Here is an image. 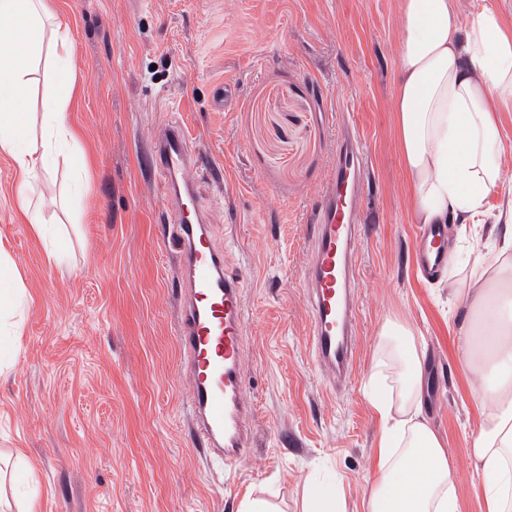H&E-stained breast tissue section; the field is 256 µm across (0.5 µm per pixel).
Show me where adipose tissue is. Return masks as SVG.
Returning <instances> with one entry per match:
<instances>
[{
    "label": "adipose tissue",
    "mask_w": 512,
    "mask_h": 512,
    "mask_svg": "<svg viewBox=\"0 0 512 512\" xmlns=\"http://www.w3.org/2000/svg\"><path fill=\"white\" fill-rule=\"evenodd\" d=\"M401 21L394 112L413 221L475 223L507 183L502 158L512 142L499 114L512 107V32L489 7L459 27L453 0H401ZM48 39L56 90L36 121L30 74ZM75 71L68 30L49 0H0V152L16 164L17 204L39 234L31 187L58 155L78 153L68 120ZM503 219L501 246L473 249L470 277L457 291L468 324L458 358L481 415L467 452L486 512H512V209ZM424 360L407 324L382 325L367 390L382 428L366 512H461L455 471L423 413Z\"/></svg>",
    "instance_id": "ef3b65f1"
}]
</instances>
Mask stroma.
<instances>
[{"label": "stroma", "mask_w": 512, "mask_h": 512, "mask_svg": "<svg viewBox=\"0 0 512 512\" xmlns=\"http://www.w3.org/2000/svg\"><path fill=\"white\" fill-rule=\"evenodd\" d=\"M79 58L68 117L90 171L72 192L59 157L33 189L48 239L16 203L18 173L0 153V247L25 290L18 335L0 334V473L37 512H238L263 498L301 512L307 481L336 476L346 512H362L381 427L366 398L379 331L409 324L426 346L424 410L457 473L462 512H485L465 448L479 423L457 357L464 335L451 295L470 268L421 281L418 231L397 146L394 82L401 0H52ZM235 96L217 111L214 89ZM368 161L357 243L359 324L347 387L332 393L309 347L304 272L311 214L329 178L340 118ZM196 133L212 231L243 275L245 393L255 446L218 468L191 439L176 344V261L163 245L165 181L157 127ZM452 224L448 248L495 237ZM68 252L59 266L49 239Z\"/></svg>", "instance_id": "35a3bbf8"}]
</instances>
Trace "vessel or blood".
Masks as SVG:
<instances>
[{
  "mask_svg": "<svg viewBox=\"0 0 512 512\" xmlns=\"http://www.w3.org/2000/svg\"><path fill=\"white\" fill-rule=\"evenodd\" d=\"M152 159L169 190L163 241L179 259L176 342L181 369L191 385L193 439L211 464L234 465L249 456L253 443L254 408L244 396L242 366L243 282L229 271L226 251L212 240L207 210L193 180L204 167L184 127L164 124L154 140ZM364 166L358 137L338 142L311 226L305 273L312 355L337 387L348 382L355 362L353 254L361 234L356 217ZM415 257L424 275L447 269V225H422L415 237Z\"/></svg>",
  "mask_w": 512,
  "mask_h": 512,
  "instance_id": "b4317fda",
  "label": "vessel or blood"
}]
</instances>
